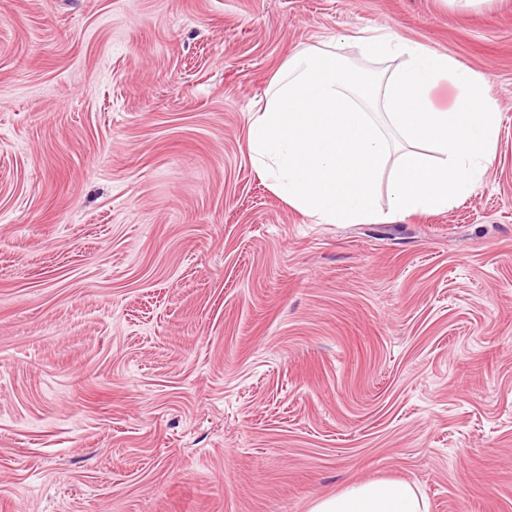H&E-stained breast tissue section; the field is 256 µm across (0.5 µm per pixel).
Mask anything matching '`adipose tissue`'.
I'll return each mask as SVG.
<instances>
[{
  "mask_svg": "<svg viewBox=\"0 0 512 512\" xmlns=\"http://www.w3.org/2000/svg\"><path fill=\"white\" fill-rule=\"evenodd\" d=\"M312 512H428L425 496L404 481L352 485L316 503Z\"/></svg>",
  "mask_w": 512,
  "mask_h": 512,
  "instance_id": "ef3b65f1",
  "label": "adipose tissue"
}]
</instances>
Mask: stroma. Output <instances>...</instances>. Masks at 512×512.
Here are the masks:
<instances>
[{
    "label": "stroma",
    "mask_w": 512,
    "mask_h": 512,
    "mask_svg": "<svg viewBox=\"0 0 512 512\" xmlns=\"http://www.w3.org/2000/svg\"><path fill=\"white\" fill-rule=\"evenodd\" d=\"M485 74L447 211L321 224L257 175L292 52ZM512 512V0H0V512ZM311 512H428L425 496L404 481L354 484L316 503Z\"/></svg>",
    "instance_id": "obj_1"
}]
</instances>
